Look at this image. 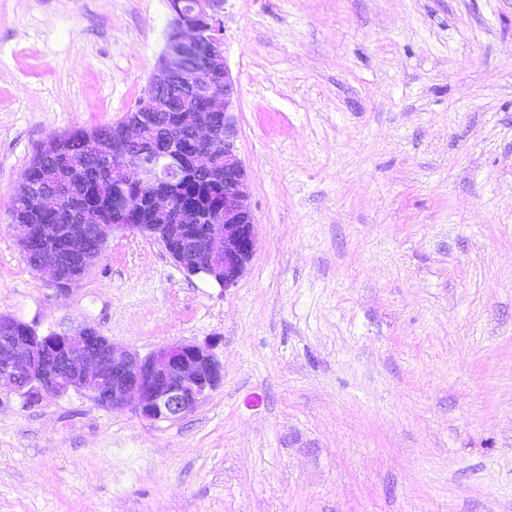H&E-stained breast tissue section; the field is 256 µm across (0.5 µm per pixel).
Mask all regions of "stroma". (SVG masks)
<instances>
[{"instance_id": "35a3bbf8", "label": "stroma", "mask_w": 512, "mask_h": 512, "mask_svg": "<svg viewBox=\"0 0 512 512\" xmlns=\"http://www.w3.org/2000/svg\"><path fill=\"white\" fill-rule=\"evenodd\" d=\"M168 0H0V314L213 341L148 422L0 390V512H512V0H224L257 249L222 290L110 233L65 293L11 226L52 136L120 122Z\"/></svg>"}]
</instances>
